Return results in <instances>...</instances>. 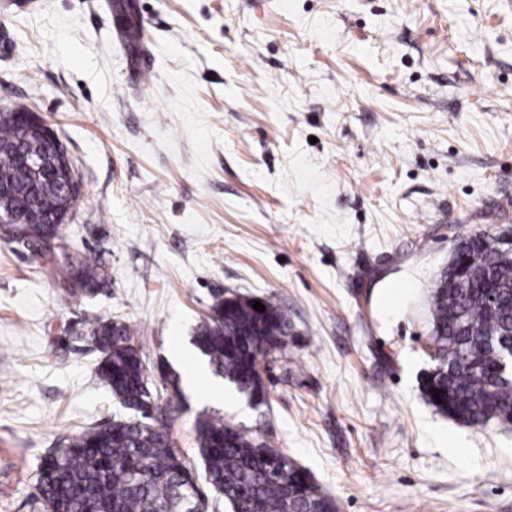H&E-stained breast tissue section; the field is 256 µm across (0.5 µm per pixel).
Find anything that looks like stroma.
<instances>
[{
	"label": "stroma",
	"instance_id": "obj_1",
	"mask_svg": "<svg viewBox=\"0 0 512 512\" xmlns=\"http://www.w3.org/2000/svg\"><path fill=\"white\" fill-rule=\"evenodd\" d=\"M107 0L0 9V109L36 112L81 182L69 250L112 280L68 297L0 240V512H44L37 468L126 416L70 326L127 323L147 366L199 370L164 427L196 470L197 416L301 466L339 512H512V428L420 391L430 294L457 238L512 225V0ZM274 297L292 331L269 405L209 401L187 342L214 292ZM111 12L124 19L120 31L128 42L131 52H135L143 45V28L137 4L134 0H113L110 2Z\"/></svg>",
	"mask_w": 512,
	"mask_h": 512
}]
</instances>
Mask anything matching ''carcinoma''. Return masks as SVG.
Returning a JSON list of instances; mask_svg holds the SVG:
<instances>
[{
	"instance_id": "cac0c4a2",
	"label": "carcinoma",
	"mask_w": 512,
	"mask_h": 512,
	"mask_svg": "<svg viewBox=\"0 0 512 512\" xmlns=\"http://www.w3.org/2000/svg\"><path fill=\"white\" fill-rule=\"evenodd\" d=\"M111 12L124 19L120 31L131 51L143 45L135 0H111ZM25 108L0 110V209H16L26 248L61 274L67 294H93L109 278L98 260L68 259L57 266L49 244L62 239L63 224L80 195V182L66 147L47 137ZM64 165L77 188L61 195L58 185L34 176L20 161L27 150ZM259 301L265 311L253 308ZM432 346L436 361L421 392L437 412L469 426L491 420L512 426V378L499 372L501 346L512 344V250L492 252L486 234L466 236L431 294ZM291 326L272 297L213 294L208 319L196 328L193 345L212 373L247 398L268 400L259 374L262 360L285 348ZM73 341L88 343L101 358L99 381L124 408L140 417L112 420L78 434L43 461L37 489L43 504L57 512H187L179 493L195 481L190 462L176 453L168 435L145 422L154 410L147 368L130 327L119 320L88 319ZM440 390L443 403L433 394ZM195 440L205 480L224 496L233 512H338L286 455L222 418L198 416Z\"/></svg>"
}]
</instances>
